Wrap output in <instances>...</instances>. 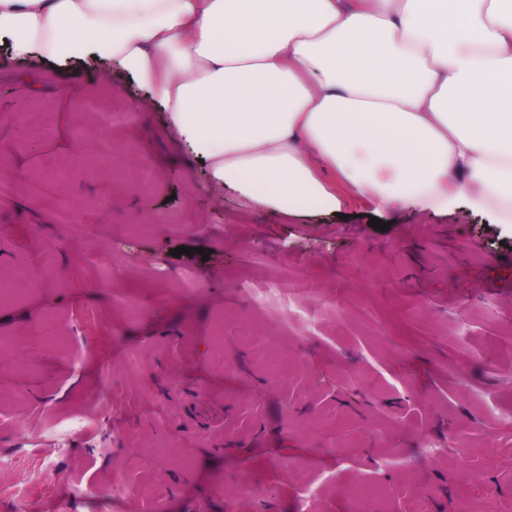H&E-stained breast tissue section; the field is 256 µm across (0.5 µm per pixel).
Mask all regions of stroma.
Masks as SVG:
<instances>
[{
  "label": "stroma",
  "instance_id": "1",
  "mask_svg": "<svg viewBox=\"0 0 512 512\" xmlns=\"http://www.w3.org/2000/svg\"><path fill=\"white\" fill-rule=\"evenodd\" d=\"M144 95L0 42V512L39 458L56 512H297L312 484L313 512H512V227L253 210ZM280 273L311 295L274 297Z\"/></svg>",
  "mask_w": 512,
  "mask_h": 512
}]
</instances>
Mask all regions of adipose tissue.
I'll list each match as a JSON object with an SVG mask.
<instances>
[{
	"mask_svg": "<svg viewBox=\"0 0 512 512\" xmlns=\"http://www.w3.org/2000/svg\"><path fill=\"white\" fill-rule=\"evenodd\" d=\"M1 34L128 70L251 207L512 224V0H0Z\"/></svg>",
	"mask_w": 512,
	"mask_h": 512,
	"instance_id": "1",
	"label": "adipose tissue"
}]
</instances>
